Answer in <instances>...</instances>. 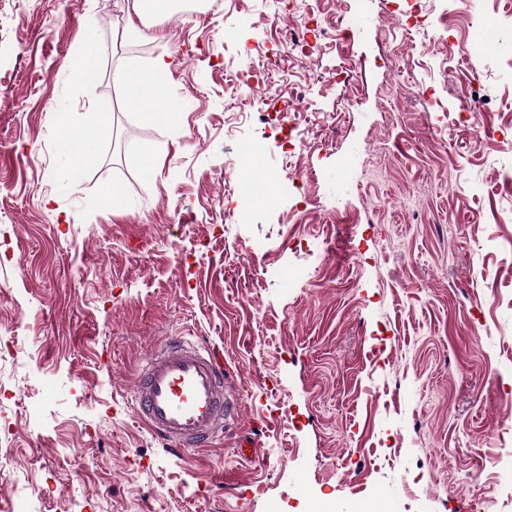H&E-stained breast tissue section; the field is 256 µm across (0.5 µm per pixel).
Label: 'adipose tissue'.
Instances as JSON below:
<instances>
[{
    "instance_id": "obj_1",
    "label": "adipose tissue",
    "mask_w": 512,
    "mask_h": 512,
    "mask_svg": "<svg viewBox=\"0 0 512 512\" xmlns=\"http://www.w3.org/2000/svg\"><path fill=\"white\" fill-rule=\"evenodd\" d=\"M169 68L166 61L160 60L148 71L121 70L117 77L137 100L143 120L152 121L164 118L169 124H176L179 119L175 103L166 96L164 84L160 77Z\"/></svg>"
}]
</instances>
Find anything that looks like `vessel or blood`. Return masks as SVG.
I'll list each match as a JSON object with an SVG mask.
<instances>
[{
  "label": "vessel or blood",
  "mask_w": 512,
  "mask_h": 512,
  "mask_svg": "<svg viewBox=\"0 0 512 512\" xmlns=\"http://www.w3.org/2000/svg\"><path fill=\"white\" fill-rule=\"evenodd\" d=\"M133 397L141 422L173 454L203 446L239 419V401L224 381L222 354L181 336L153 350Z\"/></svg>",
  "instance_id": "1"
}]
</instances>
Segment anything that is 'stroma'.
<instances>
[{"instance_id": "stroma-1", "label": "stroma", "mask_w": 512, "mask_h": 512, "mask_svg": "<svg viewBox=\"0 0 512 512\" xmlns=\"http://www.w3.org/2000/svg\"><path fill=\"white\" fill-rule=\"evenodd\" d=\"M452 40L417 0L361 14L265 94L230 91L242 45L282 52L280 0H188L138 16L131 0H0V512H512V60L476 94L482 128L457 126L472 11ZM96 49L98 79L72 62ZM355 81L331 75L347 50ZM170 67L180 125L143 121L124 68ZM430 89V99L419 90ZM300 97L350 119L313 125L295 157L311 205L295 212L275 109ZM108 110L78 162L64 125ZM274 181L239 223L236 144ZM121 186L120 209L101 202ZM169 336L224 353L241 400L232 428L178 458L131 394Z\"/></svg>"}]
</instances>
